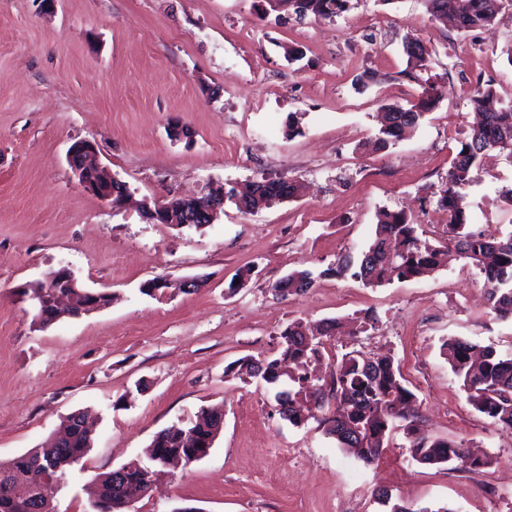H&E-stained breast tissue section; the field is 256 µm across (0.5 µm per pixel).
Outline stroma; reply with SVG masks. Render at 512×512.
<instances>
[{"label": "stroma", "mask_w": 512, "mask_h": 512, "mask_svg": "<svg viewBox=\"0 0 512 512\" xmlns=\"http://www.w3.org/2000/svg\"><path fill=\"white\" fill-rule=\"evenodd\" d=\"M411 39L428 45L452 91L394 145L372 149L381 106L422 92L403 50ZM290 47L300 61L288 62ZM511 49L512 0L466 33L432 20L423 0H350L338 16L302 20L263 14L260 0H0V459L89 412L94 442L53 494L56 512H89L95 475L143 460L157 431L220 407L209 455L170 470L132 512H383L379 487L416 506L512 512V429L474 409L441 351L461 337L512 354V318L489 314L480 270L452 260L374 287L325 273L367 249L383 208L437 240L438 190L476 122L468 99L481 82L512 102ZM364 73L372 81L358 84ZM175 120L188 136L173 137ZM82 139L126 183L129 204L107 206L78 183L66 155ZM262 177L301 191L254 214L225 204L200 228L140 210ZM511 186L512 155L473 170L458 189L472 230L512 231L501 197ZM63 266L112 302L39 327L22 288ZM302 269L317 273L314 286L276 299L272 283ZM156 276L205 284L141 293ZM369 314L373 328L331 340L321 374L353 350L391 353L422 432L491 455L481 474L416 462L399 430L365 463L318 421L281 418L268 385L226 372L275 355L288 323L357 326Z\"/></svg>", "instance_id": "35a3bbf8"}]
</instances>
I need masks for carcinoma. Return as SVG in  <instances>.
Instances as JSON below:
<instances>
[{"label":"carcinoma","mask_w":512,"mask_h":512,"mask_svg":"<svg viewBox=\"0 0 512 512\" xmlns=\"http://www.w3.org/2000/svg\"><path fill=\"white\" fill-rule=\"evenodd\" d=\"M350 0H299L288 7L298 18L309 15L336 16L348 9ZM428 13L435 19L448 17L457 31L467 32L491 24L503 6V0H425ZM412 68L426 73L416 76L422 93L408 107L386 105L379 115V133L374 147L383 149L397 141L404 130L420 121L442 98L449 94L445 77L430 74L431 53L425 45L404 46ZM472 107L484 115V122L460 141L448 177L440 191L438 205L446 212L445 238L439 245L421 239L417 225L402 211L382 209L377 214L376 235L359 259L350 254L338 258L327 274L342 275L348 271L368 285H378L397 277L401 280L420 278L445 265L448 254L486 273L490 312L500 318L512 316V231L488 235L469 228L465 211L459 206L455 188L471 180L480 159L491 150L512 155V107L505 106L490 87L479 86L471 94ZM287 190L282 178H262L237 183L224 190L226 201L243 213H254L262 188ZM299 281L313 286L312 273L294 271L276 281L271 290L287 298L286 283ZM333 322L314 328L292 323L280 333L279 356L247 357L237 362L238 374L261 377L275 389L274 399L281 416L300 426L314 419L325 432L336 438L343 448L353 450L367 463L378 459L388 445L396 422L410 441L411 457L419 463L438 465L456 461L461 469L479 474L492 460L488 456L470 454L461 442L429 440L417 434L418 412L410 407L414 394L404 385L400 366L391 355L364 357L348 352L336 361V375L331 383L316 378L309 365L322 356L323 338L330 335ZM443 349L453 372L462 379L471 405L495 422L512 428V358H504L490 347L461 338H449ZM340 400L334 412L323 414L332 399ZM224 413L203 408L186 428L170 427L158 431L145 448L151 465L127 464L98 474L95 500L108 502V512H126L129 499L145 490L155 474L153 466L172 459L184 464L199 460L213 447L217 426ZM68 438L5 461H0V512H41V504L32 498L26 503L13 496L17 484H38L45 479L57 485L65 482L70 468L91 447L93 439L82 429L75 415L63 423ZM385 512H453L446 507L435 511L416 508L383 489L376 496Z\"/></svg>","instance_id":"carcinoma-1"}]
</instances>
